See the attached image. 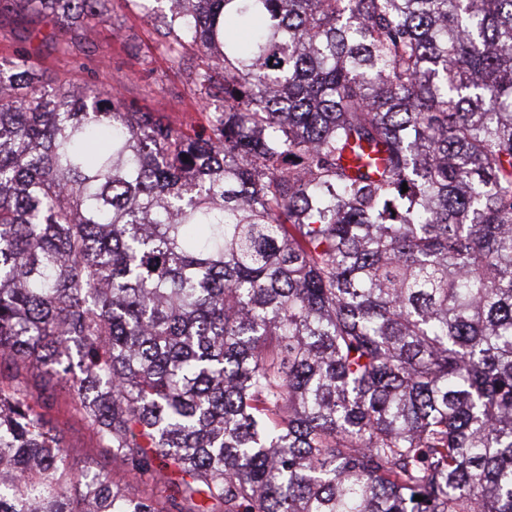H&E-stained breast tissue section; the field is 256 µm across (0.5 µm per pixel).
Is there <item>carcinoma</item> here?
<instances>
[{
  "instance_id": "1",
  "label": "carcinoma",
  "mask_w": 512,
  "mask_h": 512,
  "mask_svg": "<svg viewBox=\"0 0 512 512\" xmlns=\"http://www.w3.org/2000/svg\"><path fill=\"white\" fill-rule=\"evenodd\" d=\"M170 2L193 133L0 56V512H512V0ZM1 380L4 383H21L32 390H45L51 394L48 404L42 405L39 411L61 430L71 460L94 459L102 465L109 464L107 449L103 448L96 433L85 423L75 398L67 389L45 386L39 377L9 366H2Z\"/></svg>"
}]
</instances>
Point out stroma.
I'll return each instance as SVG.
<instances>
[{
  "label": "stroma",
  "mask_w": 512,
  "mask_h": 512,
  "mask_svg": "<svg viewBox=\"0 0 512 512\" xmlns=\"http://www.w3.org/2000/svg\"><path fill=\"white\" fill-rule=\"evenodd\" d=\"M154 20L139 17L125 0H112L110 19L96 23L82 47L68 51L42 42L52 31L47 18L26 13L0 15V55L22 48L34 55L46 72L48 84L66 81L76 85L102 83L144 112H157L188 130H201L205 110L191 91L187 68L174 67L158 46L167 14L165 0H146ZM0 381L20 383L35 391L49 390L51 398L41 412L63 436L71 460L93 459L108 464L109 457L96 433L85 423L73 395L65 388L45 387L40 378L5 366Z\"/></svg>",
  "instance_id": "obj_1"
}]
</instances>
